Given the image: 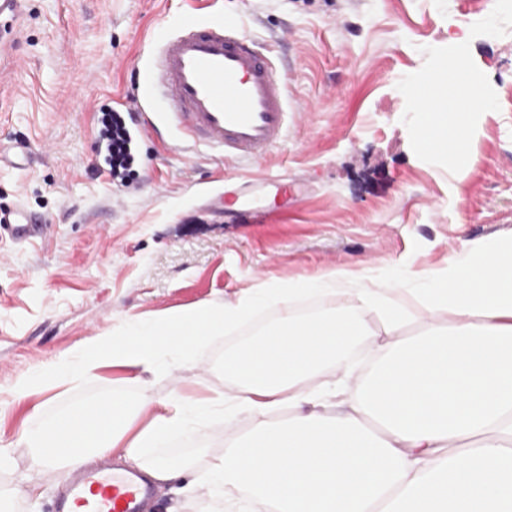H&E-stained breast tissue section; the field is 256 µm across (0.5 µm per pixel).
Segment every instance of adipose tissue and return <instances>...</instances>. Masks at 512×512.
I'll use <instances>...</instances> for the list:
<instances>
[{"label": "adipose tissue", "instance_id": "ef3b65f1", "mask_svg": "<svg viewBox=\"0 0 512 512\" xmlns=\"http://www.w3.org/2000/svg\"><path fill=\"white\" fill-rule=\"evenodd\" d=\"M420 287H403V280ZM344 295L298 313L294 302ZM280 315L224 354L227 389L205 398L174 388L102 397L37 418L19 433L30 472L118 454L152 478L194 476L209 512H512V235L469 245L436 269L357 288L346 270L284 287L250 288L158 320L125 319L17 382L93 375L112 365L174 375L211 339L269 302ZM419 330L405 334L401 326ZM372 359L353 376L350 355ZM349 393V407L331 401ZM288 418L277 419L282 407ZM247 413L250 428L224 450L155 456L197 426Z\"/></svg>", "mask_w": 512, "mask_h": 512}]
</instances>
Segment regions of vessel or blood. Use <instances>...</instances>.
I'll return each instance as SVG.
<instances>
[{
	"instance_id": "vessel-or-blood-1",
	"label": "vessel or blood",
	"mask_w": 512,
	"mask_h": 512,
	"mask_svg": "<svg viewBox=\"0 0 512 512\" xmlns=\"http://www.w3.org/2000/svg\"><path fill=\"white\" fill-rule=\"evenodd\" d=\"M144 113L151 130L173 126L183 141L218 150L225 158L260 163L288 129V88L272 50L246 35L237 22L204 25L185 16L177 32L158 28L143 71ZM25 240L48 235L50 225L30 223L23 209L0 212V231ZM154 487L141 473L108 465L76 472L58 512H144Z\"/></svg>"
}]
</instances>
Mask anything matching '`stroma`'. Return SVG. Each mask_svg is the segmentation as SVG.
Here are the masks:
<instances>
[{"mask_svg": "<svg viewBox=\"0 0 512 512\" xmlns=\"http://www.w3.org/2000/svg\"><path fill=\"white\" fill-rule=\"evenodd\" d=\"M490 0H21L0 15V141L24 140L31 161L0 167V211L50 224L45 241L0 234V447L13 463L0 485L22 489L12 512H55L67 472L42 476L25 496L28 450L20 430L37 414L150 387L104 367L70 389L30 396L17 379L129 317L157 319L248 288L283 285L332 268L351 276L434 269L464 244L512 235V31L472 39L477 67L500 103L484 113L459 176L415 156L399 81L444 47L457 23L489 14ZM236 19L272 44L288 84V135L260 166L177 140L136 138L139 162L112 181L98 149L97 114L113 94L137 95L156 26L184 14ZM235 191L248 223L216 202ZM280 312L268 304L197 352L180 375L189 389L224 387V350ZM250 426L213 422L158 456L188 454Z\"/></svg>", "mask_w": 512, "mask_h": 512, "instance_id": "stroma-1", "label": "stroma"}]
</instances>
